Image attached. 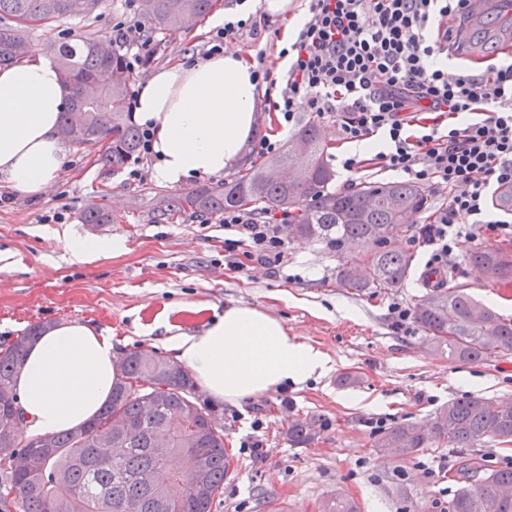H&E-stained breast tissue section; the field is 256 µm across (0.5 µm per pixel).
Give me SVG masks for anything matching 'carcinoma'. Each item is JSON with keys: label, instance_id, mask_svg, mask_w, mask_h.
<instances>
[{"label": "carcinoma", "instance_id": "cac0c4a2", "mask_svg": "<svg viewBox=\"0 0 512 512\" xmlns=\"http://www.w3.org/2000/svg\"><path fill=\"white\" fill-rule=\"evenodd\" d=\"M101 0H0V17L15 25L0 28V65L28 56L30 31L67 20L86 21ZM147 35L188 29L203 21L214 0H137ZM472 49L480 52L512 36L508 23L478 20L471 24ZM110 52L101 55L96 45ZM56 64L73 90V109L88 112L92 141L101 145L99 160L120 169L138 152L139 134L128 116L130 75L124 52L112 38L87 31L53 48ZM323 127L308 121L280 152L217 187H201L164 201V211L190 210L201 216L228 209L287 211L295 237L324 240L340 253V284L357 292L401 288L411 255L391 247L393 239L414 230L405 217L427 207L428 193L407 181L367 184L344 191L333 188L335 173L324 159ZM86 224H109L112 214L91 204ZM468 264L490 280L512 275V252L474 247ZM424 334L425 347L451 361L483 363L512 354V319L473 299L459 286L436 287L411 309ZM28 346L0 343V512H212L224 493L227 451L215 410L195 397L187 370L155 350H135L123 360L121 379L107 404L89 422L58 433L15 438L16 379ZM121 419L133 432L116 441L125 452L107 459L101 441L111 440L112 421ZM317 419H296L288 430L294 445L318 439ZM166 434L171 447L156 446ZM512 443V403L492 408L469 395L448 402L427 428L396 423L377 433L374 447L392 459L424 448L448 447L459 453L485 444ZM25 457L22 470L11 459ZM464 479L446 512H512V467L493 470L478 480ZM321 512H358L338 492Z\"/></svg>", "mask_w": 512, "mask_h": 512}]
</instances>
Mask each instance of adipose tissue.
Wrapping results in <instances>:
<instances>
[{"label":"adipose tissue","instance_id":"obj_1","mask_svg":"<svg viewBox=\"0 0 512 512\" xmlns=\"http://www.w3.org/2000/svg\"><path fill=\"white\" fill-rule=\"evenodd\" d=\"M254 68L242 53L221 51L161 68L140 85L133 119L155 132L157 182L180 187L242 160L258 124ZM69 105L55 62L32 54L0 68V175L17 192L37 195L56 182L66 160L58 122ZM165 330L178 364L218 402L236 404L328 370L323 351L250 305L226 306L194 334L171 324ZM119 376L110 337L79 321L49 328L17 378L21 429L44 434L87 422Z\"/></svg>","mask_w":512,"mask_h":512}]
</instances>
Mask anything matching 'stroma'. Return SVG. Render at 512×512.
<instances>
[{
    "label": "stroma",
    "instance_id": "35a3bbf8",
    "mask_svg": "<svg viewBox=\"0 0 512 512\" xmlns=\"http://www.w3.org/2000/svg\"><path fill=\"white\" fill-rule=\"evenodd\" d=\"M253 0V27L226 41L255 58L265 53L275 76L284 23ZM126 0H103L88 21H67L31 32L35 54L51 57L53 45L91 30L111 34L120 21L136 19ZM215 30L210 21L165 35V52L137 69L132 83L158 68L205 55ZM449 75L483 74L512 59V44L473 54L467 42L449 48ZM68 163L55 185L29 196L12 190L0 176V342L39 322L79 320L109 336L116 353L163 351L165 318L192 334L213 312L230 304L260 308L281 320L297 340L323 350L329 371L237 405L217 406L231 471L212 512H318L323 499L340 491L360 512H439L436 503L455 494L461 454L426 448L399 460L382 455L373 441L378 426L398 422L427 425L449 401L477 395L490 405L512 401V354L484 363L451 362L430 353L418 327L395 330L391 303L413 306L425 292L420 277L429 255L411 252L404 287L362 293L336 282L340 257L326 243L289 238L288 265L276 277L252 261L239 268L224 262L226 233L216 217L191 212L165 214L162 200L171 187L152 177L131 180L127 169L112 170L98 160L95 145H67ZM109 211L112 221L90 227L81 220L89 204ZM76 238H119L122 254L89 263L72 260ZM452 284L512 319V277L488 281L462 256L448 263ZM475 380L460 385V376ZM320 418L324 428L306 447L292 446V420ZM257 439L262 456L246 441Z\"/></svg>",
    "mask_w": 512,
    "mask_h": 512
}]
</instances>
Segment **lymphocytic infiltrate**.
<instances>
[{"mask_svg":"<svg viewBox=\"0 0 512 512\" xmlns=\"http://www.w3.org/2000/svg\"><path fill=\"white\" fill-rule=\"evenodd\" d=\"M467 6L468 0H310L304 26L282 51V78H273L262 53L254 70L259 84L281 88L263 100L281 126L305 110L335 118L340 142L381 138L375 154L343 159L345 171H391L443 193L442 205L409 235L410 246L427 249L429 265L442 268L472 238L471 229L456 226L457 214L483 215L492 189L512 187V64L455 79L438 64L449 18L464 17ZM287 221L225 211L220 222L232 233L225 258L244 245L249 259L282 272L288 244L278 228Z\"/></svg>","mask_w":512,"mask_h":512,"instance_id":"lymphocytic-infiltrate-1","label":"lymphocytic infiltrate"}]
</instances>
